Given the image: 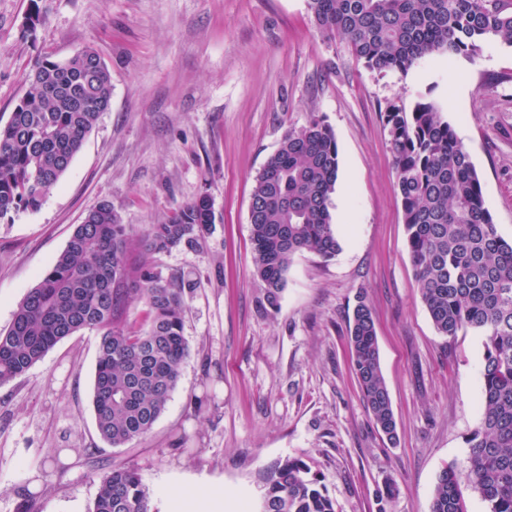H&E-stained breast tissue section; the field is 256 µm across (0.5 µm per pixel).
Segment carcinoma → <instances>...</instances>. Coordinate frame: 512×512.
Masks as SVG:
<instances>
[{
	"label": "carcinoma",
	"mask_w": 512,
	"mask_h": 512,
	"mask_svg": "<svg viewBox=\"0 0 512 512\" xmlns=\"http://www.w3.org/2000/svg\"><path fill=\"white\" fill-rule=\"evenodd\" d=\"M318 29L344 40L365 67L402 74L440 54L472 57L488 38L512 46V7L504 0H308ZM112 77L91 47L63 62L37 59L25 92L0 125V221L37 210L108 110ZM417 288L441 336L484 339L480 424L467 441L465 469L437 476L430 512H467L461 484L486 512H512V240L498 232L482 184L455 128L432 102L384 113ZM339 151L321 118L289 131L254 178L249 210L253 266L276 305L293 256L331 259L340 251L332 223ZM215 223L200 196L168 221L151 224L130 257L128 225L109 203L90 208L65 249L0 332V385L27 373L62 339L97 332L92 402L100 437L112 448L148 433L175 390L189 356L185 296L196 282L164 281L149 257L193 245ZM150 320L125 324L132 297ZM353 370L365 405L389 440L397 422L383 376L372 311L358 301L349 322ZM92 512H152L139 469L115 467L99 483ZM261 512H335L333 501L298 458L266 472Z\"/></svg>",
	"instance_id": "cac0c4a2"
}]
</instances>
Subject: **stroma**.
Listing matches in <instances>:
<instances>
[{
  "instance_id": "stroma-1",
  "label": "stroma",
  "mask_w": 512,
  "mask_h": 512,
  "mask_svg": "<svg viewBox=\"0 0 512 512\" xmlns=\"http://www.w3.org/2000/svg\"><path fill=\"white\" fill-rule=\"evenodd\" d=\"M87 46L110 69L111 104L42 206L0 222V331L97 203L110 202L135 239L203 195L216 220L197 244L151 258L162 278L196 287L183 322L190 355L146 435L124 448L101 439L94 332L0 385V512H91L101 477L120 465L140 470L154 512H171L188 487L224 499L187 512L226 502L258 512L265 471L289 457L335 512H430L439 472L465 466L479 425L484 345L472 332L439 335L421 301L383 116L392 104L439 106L512 240V46L490 39L471 59L378 73L319 33L307 0H0V124L37 57ZM316 117L339 150L341 249L296 254L273 307L254 273V178L288 131ZM361 298L397 419L392 443L352 368L348 316Z\"/></svg>"
}]
</instances>
